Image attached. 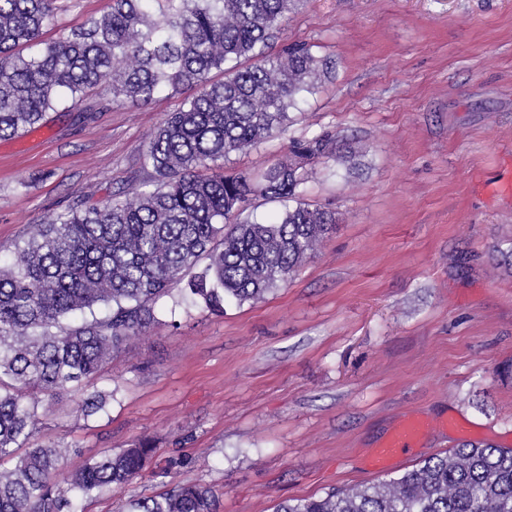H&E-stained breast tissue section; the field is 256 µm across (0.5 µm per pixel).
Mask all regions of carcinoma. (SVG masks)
<instances>
[{
	"label": "carcinoma",
	"instance_id": "1",
	"mask_svg": "<svg viewBox=\"0 0 512 512\" xmlns=\"http://www.w3.org/2000/svg\"><path fill=\"white\" fill-rule=\"evenodd\" d=\"M304 0H112L110 10L51 43L40 35L54 0H0V139L39 127L105 86L112 103L145 107L164 90L187 93L143 154L153 179L96 203L82 199L32 225L0 266V512H78V504L139 477L156 448L141 440L63 472L70 449L27 446L41 423L36 392L82 390L76 411L106 412L112 391L93 386L112 354L155 322L170 285L190 281L189 305L262 298L288 281L335 229L336 212L300 198L302 162L351 163L319 136L257 176L224 174V160L283 127L288 112L332 72L333 62L270 42ZM218 72L222 79L213 80ZM255 195L295 205L273 220L244 217ZM110 313L66 325L63 318ZM216 490L180 483L132 497L124 512H218ZM273 512H512V448L461 444L396 477L278 501Z\"/></svg>",
	"mask_w": 512,
	"mask_h": 512
}]
</instances>
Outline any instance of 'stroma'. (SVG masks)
<instances>
[{
    "label": "stroma",
    "mask_w": 512,
    "mask_h": 512,
    "mask_svg": "<svg viewBox=\"0 0 512 512\" xmlns=\"http://www.w3.org/2000/svg\"><path fill=\"white\" fill-rule=\"evenodd\" d=\"M53 41L110 0H56ZM307 45L331 76L283 130L224 162L254 174L292 142H361L356 168L313 161L307 201L335 211L321 252L262 299L185 309L186 281L158 322L101 374L106 413L86 419L77 391L43 401L33 444L63 442L64 462L151 440L183 455L179 482L211 485L219 512H272L285 498L402 473L377 451L408 418H444L422 460L463 440L512 448V0H305L273 52ZM182 95L136 109L87 94L69 112L0 139V256L82 195L148 180L141 156ZM163 487L151 477L104 492L86 512H122Z\"/></svg>",
    "instance_id": "35a3bbf8"
}]
</instances>
